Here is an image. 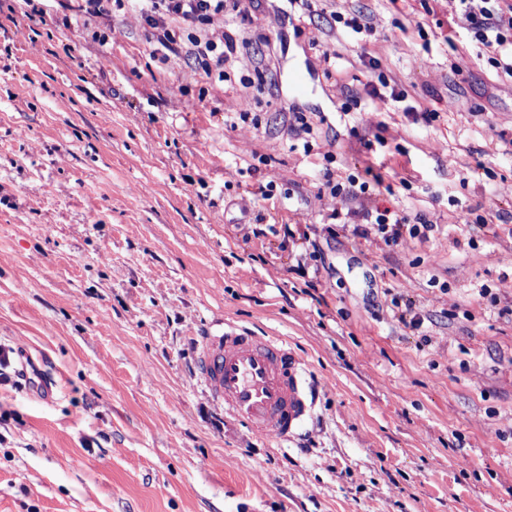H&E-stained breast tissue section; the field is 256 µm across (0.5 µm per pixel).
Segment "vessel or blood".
I'll return each mask as SVG.
<instances>
[{"mask_svg": "<svg viewBox=\"0 0 512 512\" xmlns=\"http://www.w3.org/2000/svg\"><path fill=\"white\" fill-rule=\"evenodd\" d=\"M195 341L199 376L225 413L258 436L299 435L316 390L308 365L284 337L223 322L205 327Z\"/></svg>", "mask_w": 512, "mask_h": 512, "instance_id": "b4317fda", "label": "vessel or blood"}]
</instances>
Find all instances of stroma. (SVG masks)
Returning a JSON list of instances; mask_svg holds the SVG:
<instances>
[{"label": "stroma", "mask_w": 512, "mask_h": 512, "mask_svg": "<svg viewBox=\"0 0 512 512\" xmlns=\"http://www.w3.org/2000/svg\"><path fill=\"white\" fill-rule=\"evenodd\" d=\"M9 3L0 345L42 367L0 386V512H512V77L456 0H252L205 26L239 42L222 78L132 9ZM345 10L372 34L337 31ZM372 60L402 101L371 95ZM327 168L383 184L335 197ZM375 208L435 229L354 235ZM221 318L317 374L295 442L199 381L193 333Z\"/></svg>", "instance_id": "stroma-1"}]
</instances>
